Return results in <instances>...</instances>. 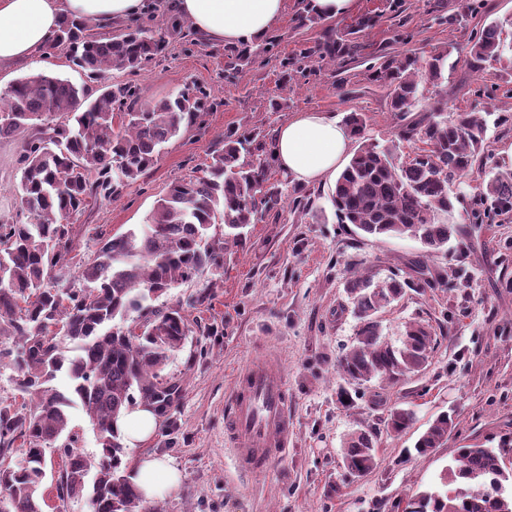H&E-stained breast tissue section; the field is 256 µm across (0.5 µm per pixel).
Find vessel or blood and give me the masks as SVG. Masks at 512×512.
Returning <instances> with one entry per match:
<instances>
[{
  "mask_svg": "<svg viewBox=\"0 0 512 512\" xmlns=\"http://www.w3.org/2000/svg\"><path fill=\"white\" fill-rule=\"evenodd\" d=\"M292 418L282 371L261 358L238 370L226 401L224 438L238 471L271 468L288 450Z\"/></svg>",
  "mask_w": 512,
  "mask_h": 512,
  "instance_id": "obj_1",
  "label": "vessel or blood"
}]
</instances>
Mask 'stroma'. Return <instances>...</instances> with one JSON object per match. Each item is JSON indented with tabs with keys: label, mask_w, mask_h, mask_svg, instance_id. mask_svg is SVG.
<instances>
[{
	"label": "stroma",
	"mask_w": 512,
	"mask_h": 512,
	"mask_svg": "<svg viewBox=\"0 0 512 512\" xmlns=\"http://www.w3.org/2000/svg\"><path fill=\"white\" fill-rule=\"evenodd\" d=\"M307 0H286L274 27L280 49L294 54L315 40L317 28H299L295 17ZM464 0H355L352 11L333 18L350 30L366 14L372 27L357 33L354 56L325 66L288 92L277 87L278 61L257 60L249 72L224 76L223 46L202 42L184 51L172 38L165 57L138 72H116L113 80L140 84L145 99L173 95L198 83L211 87L222 105L201 124L169 141L143 179L120 199L99 201L76 222L80 252L93 247L97 233L115 235L145 223L156 201L176 178L201 175L210 153L227 130L256 127L276 132L298 112H328L343 119L347 110L364 112L367 138L399 156L413 143L398 136L385 91L370 80V66L394 54L429 53L465 47L489 22L503 30L499 61L474 72L464 64L448 71V95L455 106L484 112L483 166L455 183V215H463L495 165L512 163V0H486L478 15ZM35 71L83 85L84 74L65 54L15 64L0 73V88ZM283 94L284 108L269 111L267 100ZM22 138L0 139V215H15L19 201L18 157ZM331 181L306 184L309 213L282 212L251 225L242 244L229 247L224 276L205 274L163 296L182 308L192 332L166 368L182 388V398L148 446L173 459L179 487L154 500L155 512H400L415 493L438 486L443 471L462 447L499 448L512 439V213L493 224H465L447 252L427 255L409 238L374 240L353 225L337 223L330 202ZM422 263L447 271L448 283L411 288L377 315L385 339L398 343L407 323L424 321L434 332L426 369L400 380L373 378L355 384L339 369L359 321L346 282L359 272L386 278L411 276ZM281 365L294 421L287 454L272 469L239 474L224 440V399L234 374L262 354ZM408 408L412 425L389 432L392 408ZM443 413L456 427L447 442L416 456L418 437ZM357 430L377 437L378 466L354 477L343 462L347 438Z\"/></svg>",
	"instance_id": "35a3bbf8"
}]
</instances>
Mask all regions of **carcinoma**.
<instances>
[{"label": "carcinoma", "mask_w": 512, "mask_h": 512, "mask_svg": "<svg viewBox=\"0 0 512 512\" xmlns=\"http://www.w3.org/2000/svg\"><path fill=\"white\" fill-rule=\"evenodd\" d=\"M95 28L66 18L45 48L49 55L65 52L97 84L95 92L37 71L0 93V138L38 130L20 156L17 191L27 221L0 216V366L12 368L16 389L33 401H0V500L8 512H43L47 454L56 450L65 458L57 482L61 501L87 494L93 512H152L130 484L115 422L139 402L169 415L182 390L164 370L191 329L180 310L149 302L203 274L221 276L224 252L245 239V228L279 216L287 202L298 212L310 204L303 189L271 180V138L256 127L233 128L210 154L204 175L173 180L146 223L99 236L94 251L80 253L70 219L93 201L119 197L155 164L166 143L220 105L205 86L145 102L138 85L108 81L114 70L140 71L164 57L184 24L170 20L156 27L138 19L108 38ZM501 35L496 22L480 28L464 49V64L479 72L497 60ZM282 40L271 35L225 49V69L235 77L258 57L276 55L286 87L306 71L303 64L334 63L356 48L331 25L292 56L279 54ZM450 54L445 48L422 58L394 55L372 67L371 80L387 90L389 111L401 121L400 138L423 147L402 162L393 150L365 139L363 113H346L344 123L359 144L330 191L337 223L354 225L366 238L415 239L430 254L446 250L458 235V223L442 220L458 200L449 185L482 162L485 120L480 112L448 106L442 62ZM420 74L439 88V99L413 118ZM509 212L512 168L499 166L462 223L492 224ZM447 280L422 264L414 280L396 273L376 282L352 276L346 289L360 326L340 358L343 373L360 384L422 371L434 341L430 325L410 323L394 346L382 338L376 314L409 288ZM59 373L69 379L65 391L53 385ZM76 406L95 430L102 450L97 460L70 442L53 447L69 436ZM411 421L409 410L394 408L387 427L400 433ZM454 428V416L439 415L415 443L416 453H432ZM345 448L350 474L376 468L370 433H353ZM508 483L512 469L503 466L501 453L460 448L440 487L409 499L405 512H512Z\"/></svg>", "instance_id": "obj_1"}]
</instances>
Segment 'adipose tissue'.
<instances>
[{"label": "adipose tissue", "mask_w": 512, "mask_h": 512, "mask_svg": "<svg viewBox=\"0 0 512 512\" xmlns=\"http://www.w3.org/2000/svg\"><path fill=\"white\" fill-rule=\"evenodd\" d=\"M146 0H0V68L40 56L64 18L101 24L139 17ZM285 0H175L173 13L206 41L238 45L263 38L279 21ZM354 136L326 112H299L278 129L276 166L296 183L335 178L349 157ZM162 423L158 409L137 405L116 428L122 441L138 447L151 440ZM130 480L144 500L178 488L181 474L170 458L145 454L130 463Z\"/></svg>", "instance_id": "adipose-tissue-1"}]
</instances>
